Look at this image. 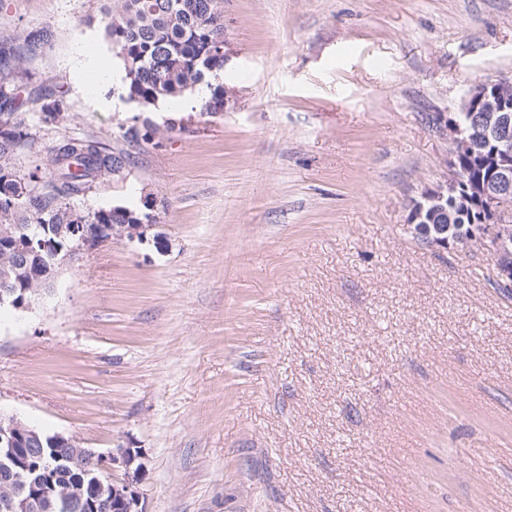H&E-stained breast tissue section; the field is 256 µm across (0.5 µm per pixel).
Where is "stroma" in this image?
<instances>
[{"label": "stroma", "mask_w": 512, "mask_h": 512, "mask_svg": "<svg viewBox=\"0 0 512 512\" xmlns=\"http://www.w3.org/2000/svg\"><path fill=\"white\" fill-rule=\"evenodd\" d=\"M103 0H0L36 131L129 154L72 205L156 202L0 312V414L141 449L142 512H512V299L483 253L434 252L408 205L452 179L430 117L512 79V0H224L225 111L99 108L74 69ZM63 114L40 122L37 88Z\"/></svg>", "instance_id": "obj_1"}]
</instances>
